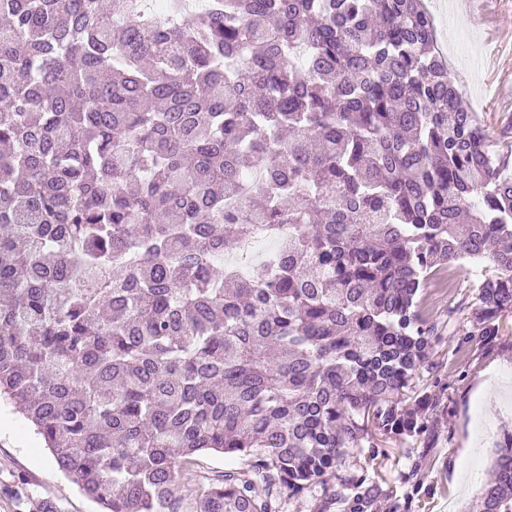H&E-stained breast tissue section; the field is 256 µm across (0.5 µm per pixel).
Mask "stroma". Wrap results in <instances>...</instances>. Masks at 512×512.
Masks as SVG:
<instances>
[{
	"label": "stroma",
	"instance_id": "35a3bbf8",
	"mask_svg": "<svg viewBox=\"0 0 512 512\" xmlns=\"http://www.w3.org/2000/svg\"><path fill=\"white\" fill-rule=\"evenodd\" d=\"M435 17L438 49L448 75L476 112L495 150L512 152V0H425ZM474 266L464 264L428 283L421 309L439 326L428 363L415 381L440 405L426 411L424 438L387 441L380 477L363 512H472L474 476L488 474L492 445L478 430L482 416L493 433L512 427L503 408L512 398V314L491 346L462 343L465 315L449 308L471 299ZM58 512H99L58 469L16 405L0 396V512H39L44 500Z\"/></svg>",
	"mask_w": 512,
	"mask_h": 512
}]
</instances>
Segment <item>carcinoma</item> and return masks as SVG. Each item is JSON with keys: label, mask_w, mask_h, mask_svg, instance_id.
Returning <instances> with one entry per match:
<instances>
[{"label": "carcinoma", "mask_w": 512, "mask_h": 512, "mask_svg": "<svg viewBox=\"0 0 512 512\" xmlns=\"http://www.w3.org/2000/svg\"><path fill=\"white\" fill-rule=\"evenodd\" d=\"M0 20V394L103 512H187L206 452L240 464L193 512L359 497L350 451L425 434L438 404L406 403L431 276L478 268L464 343L512 314V162L423 0H0ZM504 438L475 512H512ZM321 496V488L316 487L304 491L297 496H284L277 505L276 512H317V502Z\"/></svg>", "instance_id": "cac0c4a2"}]
</instances>
